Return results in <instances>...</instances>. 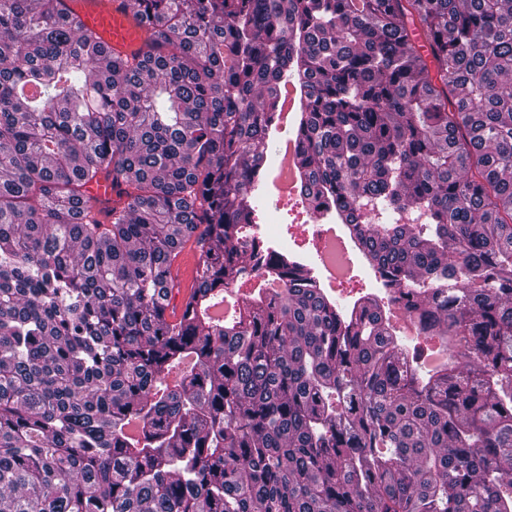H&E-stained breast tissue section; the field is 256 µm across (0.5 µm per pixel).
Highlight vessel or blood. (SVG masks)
Returning a JSON list of instances; mask_svg holds the SVG:
<instances>
[{
    "instance_id": "1",
    "label": "vessel or blood",
    "mask_w": 512,
    "mask_h": 512,
    "mask_svg": "<svg viewBox=\"0 0 512 512\" xmlns=\"http://www.w3.org/2000/svg\"><path fill=\"white\" fill-rule=\"evenodd\" d=\"M132 0H61L63 14L75 25L94 32L105 54H131L144 50L147 33L138 26L131 8ZM196 254H179L175 260L180 283L179 301L193 292Z\"/></svg>"
}]
</instances>
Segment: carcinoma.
<instances>
[{"instance_id":"obj_1","label":"carcinoma","mask_w":512,"mask_h":512,"mask_svg":"<svg viewBox=\"0 0 512 512\" xmlns=\"http://www.w3.org/2000/svg\"><path fill=\"white\" fill-rule=\"evenodd\" d=\"M134 4L147 51L104 65L0 0V512H512V0ZM288 80L309 218L381 296L247 233ZM198 257L195 253L185 254L180 253L174 261V266L177 270L178 281L180 283V294L176 302V311L174 314H169L171 319L177 320L181 317L182 309L181 303L189 299L193 292L192 280L193 272L197 267Z\"/></svg>"}]
</instances>
